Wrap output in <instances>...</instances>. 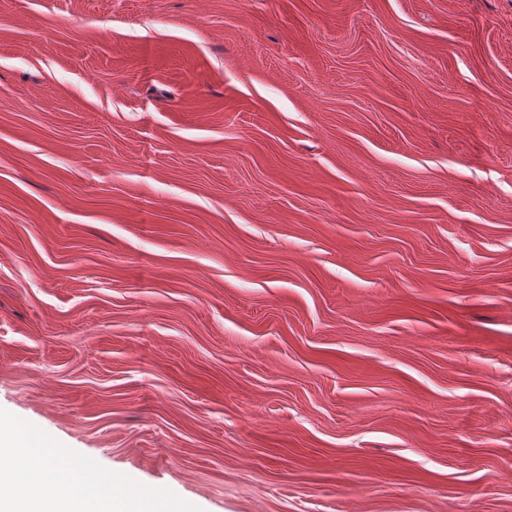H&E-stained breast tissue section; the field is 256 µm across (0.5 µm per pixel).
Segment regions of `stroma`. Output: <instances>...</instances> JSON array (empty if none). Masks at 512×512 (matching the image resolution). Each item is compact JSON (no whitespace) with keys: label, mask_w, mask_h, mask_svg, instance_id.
<instances>
[{"label":"stroma","mask_w":512,"mask_h":512,"mask_svg":"<svg viewBox=\"0 0 512 512\" xmlns=\"http://www.w3.org/2000/svg\"><path fill=\"white\" fill-rule=\"evenodd\" d=\"M0 408L202 512H512V0H0Z\"/></svg>","instance_id":"1"}]
</instances>
